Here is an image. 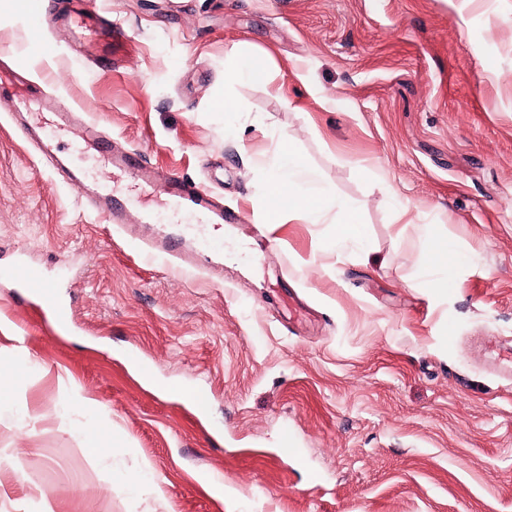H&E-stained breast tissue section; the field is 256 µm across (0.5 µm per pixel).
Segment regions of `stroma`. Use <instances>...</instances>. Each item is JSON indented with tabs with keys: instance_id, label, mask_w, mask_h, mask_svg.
I'll return each mask as SVG.
<instances>
[{
	"instance_id": "obj_1",
	"label": "stroma",
	"mask_w": 512,
	"mask_h": 512,
	"mask_svg": "<svg viewBox=\"0 0 512 512\" xmlns=\"http://www.w3.org/2000/svg\"><path fill=\"white\" fill-rule=\"evenodd\" d=\"M72 12L122 25L118 67L58 23ZM247 50L270 82L235 79ZM18 66L82 112L24 118L84 178L0 99V512H512V0H0V70ZM88 123L242 223L110 168ZM283 135L369 254L334 250L332 224L265 223ZM94 184L126 227L90 208ZM422 224L460 255L457 289L425 287ZM165 237L190 267L136 248ZM90 425L111 453L88 457ZM96 211L103 215L109 224H126L127 208L125 203L107 191L98 192ZM15 278L27 288L35 293L46 310L52 312L57 324H69L71 322L68 311L61 305L56 292L45 287L40 272L30 266H20L14 272Z\"/></svg>"
}]
</instances>
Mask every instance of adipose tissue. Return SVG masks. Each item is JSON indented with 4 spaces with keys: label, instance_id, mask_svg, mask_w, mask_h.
<instances>
[{
    "label": "adipose tissue",
    "instance_id": "1",
    "mask_svg": "<svg viewBox=\"0 0 512 512\" xmlns=\"http://www.w3.org/2000/svg\"><path fill=\"white\" fill-rule=\"evenodd\" d=\"M317 174L303 167L295 157L287 137H280L276 149V157L269 168L266 182V195L273 201H287L288 216L311 224H319L327 220L331 211H339L345 216L342 224L336 227L337 247H345L349 243H357L361 250H368L369 245L362 234V226L358 213L348 205L340 202L333 190L320 189L310 192V184L316 183ZM420 236L428 248L423 257V265L430 275L426 280L428 288L443 293L455 287L452 268L457 255L446 238L440 234L437 225L423 224L419 226Z\"/></svg>",
    "mask_w": 512,
    "mask_h": 512
}]
</instances>
